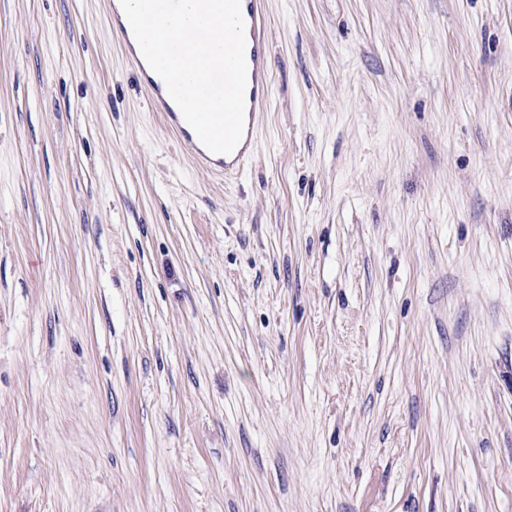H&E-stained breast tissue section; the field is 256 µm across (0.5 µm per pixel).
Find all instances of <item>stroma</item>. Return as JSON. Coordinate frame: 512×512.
Returning <instances> with one entry per match:
<instances>
[{
    "label": "stroma",
    "instance_id": "obj_1",
    "mask_svg": "<svg viewBox=\"0 0 512 512\" xmlns=\"http://www.w3.org/2000/svg\"><path fill=\"white\" fill-rule=\"evenodd\" d=\"M106 0H0V512H512V0H264L236 176ZM112 2V18L131 50V59L145 86L151 92V103L157 112H163L167 125L179 133L180 138L192 155L195 163L214 174L226 175L240 171L245 162L255 152L254 139L255 120L260 112L267 109L270 98V82L268 81L267 47L268 35L266 20L262 8V0H241L242 12L246 21V61L248 67V84L246 90V127L243 139L237 149L230 155H217L207 151L198 140L193 129L186 123L177 105L173 102L164 87L155 83L152 72L144 62L140 50L127 40L131 27L125 17Z\"/></svg>",
    "mask_w": 512,
    "mask_h": 512
}]
</instances>
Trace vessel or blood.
<instances>
[{
  "mask_svg": "<svg viewBox=\"0 0 512 512\" xmlns=\"http://www.w3.org/2000/svg\"><path fill=\"white\" fill-rule=\"evenodd\" d=\"M246 21V61L248 84L246 90V127L243 139L237 149L229 155H217L207 151L198 140L193 129L186 123L177 105L170 98L165 87L155 83L150 69L139 50H132L131 59L151 92V103L156 111L162 112L167 125L178 132L195 163L212 173L225 175L240 171L255 152V120L260 112L267 109L270 98L268 81L267 47L268 35L262 0H241Z\"/></svg>",
  "mask_w": 512,
  "mask_h": 512,
  "instance_id": "b4317fda",
  "label": "vessel or blood"
}]
</instances>
